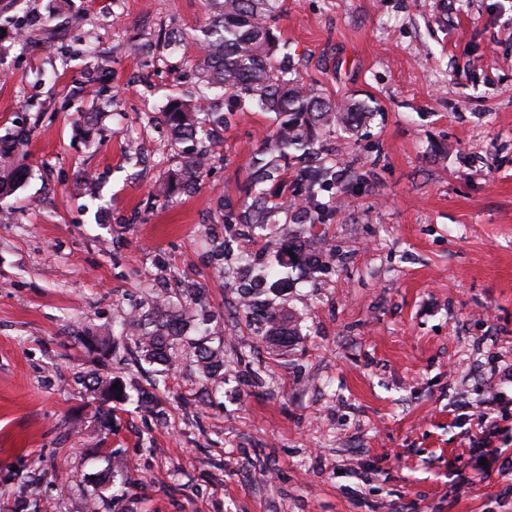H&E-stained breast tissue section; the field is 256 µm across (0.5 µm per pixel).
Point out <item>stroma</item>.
<instances>
[{
  "label": "stroma",
  "mask_w": 512,
  "mask_h": 512,
  "mask_svg": "<svg viewBox=\"0 0 512 512\" xmlns=\"http://www.w3.org/2000/svg\"><path fill=\"white\" fill-rule=\"evenodd\" d=\"M278 5L304 81L371 117L317 145L348 191L299 223L304 165L282 162L262 188L288 209L258 237L224 216L277 114L225 112L192 184L161 118L198 91L204 0H0V137L26 132L30 172L0 197V512H512V473L469 452L491 391L512 397V0ZM245 259L291 267L257 298L298 322L283 352L241 304ZM158 300L189 306L223 380L138 359L120 322ZM95 376L129 395L105 428Z\"/></svg>",
  "instance_id": "stroma-1"
}]
</instances>
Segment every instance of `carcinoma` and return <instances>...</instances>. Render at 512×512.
Listing matches in <instances>:
<instances>
[{"label": "carcinoma", "mask_w": 512, "mask_h": 512, "mask_svg": "<svg viewBox=\"0 0 512 512\" xmlns=\"http://www.w3.org/2000/svg\"><path fill=\"white\" fill-rule=\"evenodd\" d=\"M209 13L205 38L201 44L202 56L198 71L202 90L194 101L172 99L162 112L172 139L183 142L194 139L201 121L198 114L208 102V91H224L228 103L241 107L256 105L277 113L276 130L267 136L265 145L256 159L258 175L253 186L273 177L279 161L289 151L302 160L314 154L317 135L332 127L354 132L357 126L369 119V113L359 112L353 105L338 103L321 96L318 91L299 79L288 65V57L281 54L271 21L277 11V0H206ZM26 135L0 139V195L16 190L27 177V170L20 166L15 152ZM203 152L184 156V177L193 180L208 165ZM316 179L336 192L346 191V186L336 172V164L323 163ZM256 213V222L271 220L282 206H270L262 193L253 196L249 204ZM323 251L300 254V260L314 274L324 263ZM254 288L281 292L290 287V278L275 277L267 270L255 276ZM187 309H177L166 303L153 306L146 317L133 316L123 319L126 335L133 342L137 353L150 363L164 364L176 358L181 348ZM260 316L267 325L265 339L272 347L293 343L298 333L293 327V316L281 308L266 307ZM193 357L208 379H219V369L224 366V356L205 346L194 347Z\"/></svg>", "instance_id": "cac0c4a2"}]
</instances>
